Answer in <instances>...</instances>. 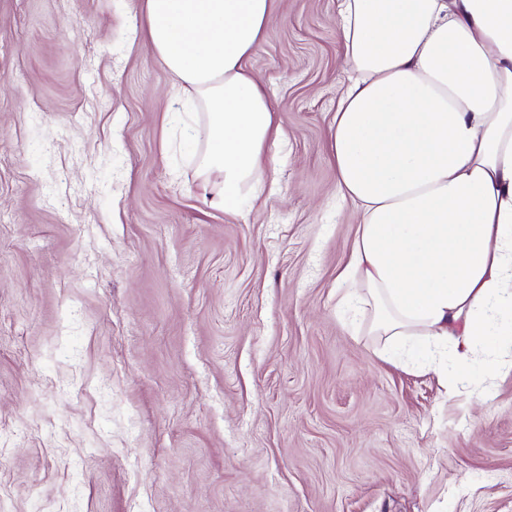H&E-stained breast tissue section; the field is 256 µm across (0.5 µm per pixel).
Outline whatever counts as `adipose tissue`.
<instances>
[{"mask_svg":"<svg viewBox=\"0 0 512 512\" xmlns=\"http://www.w3.org/2000/svg\"><path fill=\"white\" fill-rule=\"evenodd\" d=\"M273 0H144L146 41L204 124L215 205L264 196L282 141L253 58ZM355 78L330 126L336 193L359 224L339 305L374 334L426 341L447 394L512 370V0H339Z\"/></svg>","mask_w":512,"mask_h":512,"instance_id":"1","label":"adipose tissue"}]
</instances>
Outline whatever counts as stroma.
I'll use <instances>...</instances> for the list:
<instances>
[{
	"label": "stroma",
	"mask_w": 512,
	"mask_h": 512,
	"mask_svg": "<svg viewBox=\"0 0 512 512\" xmlns=\"http://www.w3.org/2000/svg\"><path fill=\"white\" fill-rule=\"evenodd\" d=\"M336 10L275 0L254 66L288 142L230 214L143 0H0L7 512H512V373L444 398L336 305Z\"/></svg>",
	"instance_id": "1"
}]
</instances>
